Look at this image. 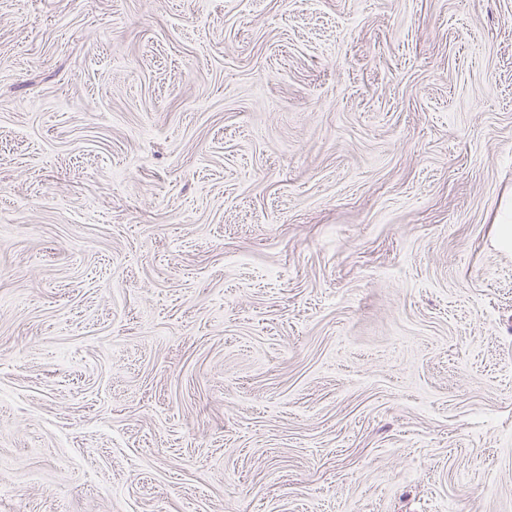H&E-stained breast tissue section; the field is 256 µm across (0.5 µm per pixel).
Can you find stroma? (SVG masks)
<instances>
[{"label":"stroma","mask_w":512,"mask_h":512,"mask_svg":"<svg viewBox=\"0 0 512 512\" xmlns=\"http://www.w3.org/2000/svg\"><path fill=\"white\" fill-rule=\"evenodd\" d=\"M512 0H0V512H512Z\"/></svg>","instance_id":"35a3bbf8"}]
</instances>
